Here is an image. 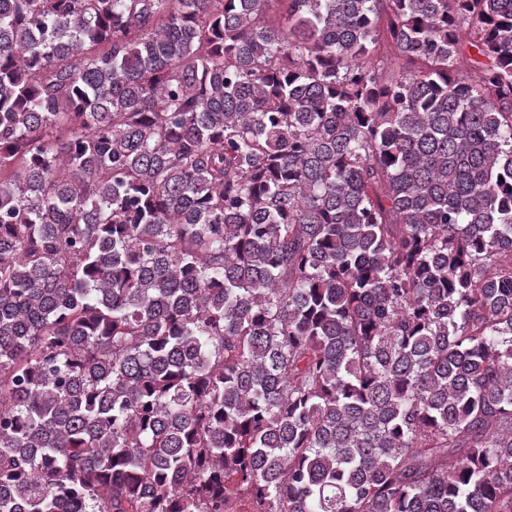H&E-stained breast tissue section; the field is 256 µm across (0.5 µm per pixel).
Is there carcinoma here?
Returning a JSON list of instances; mask_svg holds the SVG:
<instances>
[{
	"mask_svg": "<svg viewBox=\"0 0 512 512\" xmlns=\"http://www.w3.org/2000/svg\"><path fill=\"white\" fill-rule=\"evenodd\" d=\"M239 501L512 512V0H0V512Z\"/></svg>",
	"mask_w": 512,
	"mask_h": 512,
	"instance_id": "1",
	"label": "carcinoma"
}]
</instances>
